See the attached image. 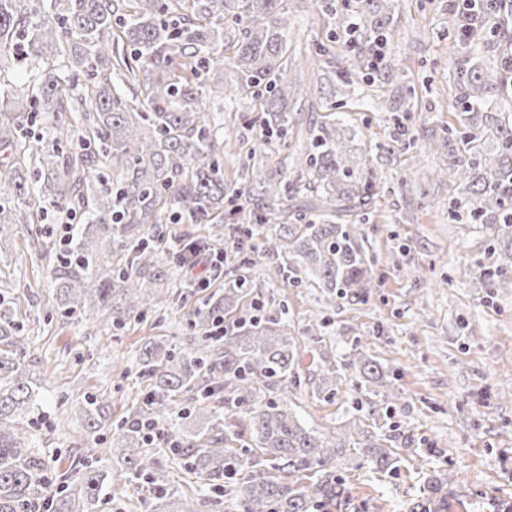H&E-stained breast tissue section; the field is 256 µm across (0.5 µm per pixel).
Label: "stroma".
<instances>
[{
  "mask_svg": "<svg viewBox=\"0 0 512 512\" xmlns=\"http://www.w3.org/2000/svg\"><path fill=\"white\" fill-rule=\"evenodd\" d=\"M446 2L400 0L395 22L401 38L385 55L396 62L401 85L382 83L366 70L357 76V99L348 102L358 133L347 148L371 162L386 187L365 226L376 288L362 301H332L309 276L299 285L267 281L269 226L254 227L248 239L253 264L246 279L263 282L264 298L288 308L304 383L286 399L299 422L328 441L357 416L367 431L399 429L415 440L389 473L371 468L362 448L340 459L349 495L338 512H409L428 479L446 472L456 476L448 487V512L512 505V288L474 287L492 237L485 226L449 221L448 202L457 191L454 184L436 182L433 157L375 150L395 127H404L407 138H427L434 127L456 120L454 73L440 37ZM286 4L295 45L325 44L347 55L344 25L360 20L356 0H336L332 19L320 12L317 0ZM410 87L415 99L400 106ZM423 184L429 191L424 203L418 192ZM55 267L54 258H42L39 242L23 230L0 253V289L26 296L21 340L42 386L31 443L58 474L77 456L108 448L113 425L143 408L141 348L159 336L186 344L194 303L174 301L120 329L99 310L63 318L48 307ZM314 324L315 337L309 333ZM357 351L390 370L396 406L353 390L349 361ZM332 368L341 375L335 394L318 393L311 378ZM92 395L106 402L95 441L87 439L71 409ZM151 450L170 489L197 499L199 512H238L235 496L212 491L169 449L155 443ZM148 498L145 485L116 484L96 510L144 512Z\"/></svg>",
  "mask_w": 512,
  "mask_h": 512,
  "instance_id": "35a3bbf8",
  "label": "stroma"
}]
</instances>
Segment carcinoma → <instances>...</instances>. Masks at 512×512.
<instances>
[{
	"instance_id": "carcinoma-1",
	"label": "carcinoma",
	"mask_w": 512,
	"mask_h": 512,
	"mask_svg": "<svg viewBox=\"0 0 512 512\" xmlns=\"http://www.w3.org/2000/svg\"><path fill=\"white\" fill-rule=\"evenodd\" d=\"M284 0H0V250L15 225L42 239L46 252L57 240L47 224L75 215L81 220L74 258L54 270L52 307L69 318L89 309L110 314L121 328L131 318L159 310L175 248L163 244L165 224H272L267 252L291 246L293 261L267 269V280L301 282L300 268L334 298L363 299L376 287L374 264L351 216L368 219L379 177L352 161L341 140L342 122L326 120L309 130L297 159L282 155L291 113L310 95L328 100L353 90L352 76L370 69L382 82L400 79L391 63L377 67L373 53L399 38L396 0H358L365 26L349 55L336 61L325 46L294 55L288 42ZM499 0H465L445 6L448 58L454 64L456 124L441 127L445 152L437 176L455 184L453 219L493 228L490 263L476 288H512V23L496 18ZM480 19L469 40L463 27ZM30 69L31 93L7 78L8 56ZM314 62L318 86L296 82L294 72ZM231 71V85L211 83L214 72ZM248 99L257 117L249 130L262 163L241 167L243 189L224 186V153L211 125L226 97ZM57 119L45 139L27 129V108ZM436 141V142H438ZM436 142L409 144L415 153ZM311 194L315 220L278 223L288 212L292 189ZM247 195L253 207L236 204ZM261 282L224 283L193 310L190 350L167 338L149 339L141 351L146 400L142 413L164 416L169 401L193 393L195 404L181 419L207 417L215 432L201 446L173 430L161 432L171 452L219 491L235 493L241 512H331L348 496L336 457L362 427L353 419L325 443L298 422L292 408L264 398V390L301 385L295 340L283 304L261 299ZM23 298L0 293V512H94L108 482L154 483L149 512H198V502L175 494L155 478L160 463L147 448L137 418L112 430V462L86 456L52 491L47 464L31 446L28 416L39 406L19 340L17 310ZM224 321V344H209L216 320ZM355 389L375 388L387 401L393 392L384 366L359 352ZM224 393V422L208 415L207 401ZM105 402L89 396L74 405L90 433L101 428ZM250 415L249 438L231 420ZM224 431V438L216 432ZM235 440L239 447H222ZM410 448L405 431L369 443L377 471L394 469L393 446ZM449 474L430 481L410 512H447L442 490Z\"/></svg>"
}]
</instances>
